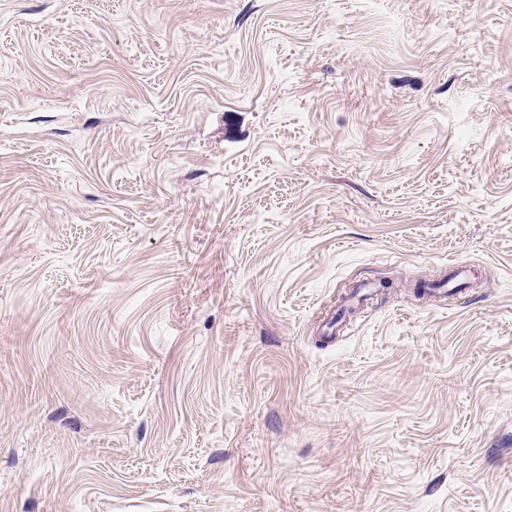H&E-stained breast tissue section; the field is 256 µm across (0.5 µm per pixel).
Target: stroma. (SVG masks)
<instances>
[{
  "mask_svg": "<svg viewBox=\"0 0 512 512\" xmlns=\"http://www.w3.org/2000/svg\"><path fill=\"white\" fill-rule=\"evenodd\" d=\"M0 512H512V0H0Z\"/></svg>",
  "mask_w": 512,
  "mask_h": 512,
  "instance_id": "stroma-1",
  "label": "stroma"
}]
</instances>
